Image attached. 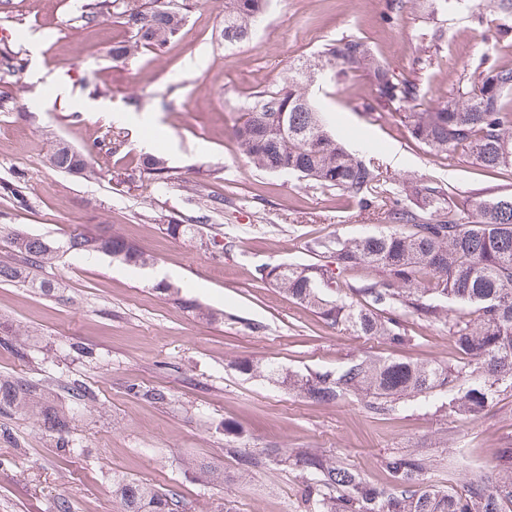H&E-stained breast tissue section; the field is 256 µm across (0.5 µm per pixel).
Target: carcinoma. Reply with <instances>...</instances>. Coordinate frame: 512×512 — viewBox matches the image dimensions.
<instances>
[{
    "label": "carcinoma",
    "mask_w": 512,
    "mask_h": 512,
    "mask_svg": "<svg viewBox=\"0 0 512 512\" xmlns=\"http://www.w3.org/2000/svg\"><path fill=\"white\" fill-rule=\"evenodd\" d=\"M269 0H224L220 37L226 46L246 40ZM117 15L130 33L112 47V60L126 62L142 48L164 52L176 40L185 14L163 0H85L87 21ZM332 77L355 71L370 75L384 96L370 110L396 112L411 138L437 156L458 157L483 170L512 173V66L491 64L473 82L459 85L445 101L426 102L416 81L379 61L360 38L342 37L318 55ZM309 65L290 69L288 81L259 96L237 120L233 136L243 158L266 172H292L317 187L355 202L380 218L374 233L317 239L309 245L314 262L266 264L258 278L280 289L331 325L356 336H378L399 345L409 339L406 318L448 325L459 357L441 365L428 361L365 356L343 369L302 374L272 363L241 360L239 372L263 377L288 393L319 403L348 397L363 410L389 415L412 404L429 405L448 395V412L476 417L497 396L512 393V195L471 199L451 194L433 180L411 193L396 192L393 180L371 160L352 153L330 134L309 93ZM123 142L106 137L97 151L112 161ZM49 163L64 172L94 174L92 157L63 145ZM168 173L166 160L146 156L132 180L150 182ZM0 241L20 254V263H0L1 282H23L50 293L55 286L35 281L39 268L59 252L104 253L125 265L147 264L143 253L112 234H75L53 243L0 224ZM43 385L0 378V410L38 416L60 441L73 417L44 404ZM224 455L249 473L262 463L292 466L302 475L306 512H512V449L495 477L457 480L448 464L444 483L431 481L442 462L414 450L384 460L388 483L366 480L332 451L263 448L257 454L226 448ZM112 492L123 512H179L178 493L136 480L118 479Z\"/></svg>",
    "instance_id": "cac0c4a2"
}]
</instances>
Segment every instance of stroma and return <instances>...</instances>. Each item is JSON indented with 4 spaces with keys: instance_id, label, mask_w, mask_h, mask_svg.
<instances>
[{
    "instance_id": "1",
    "label": "stroma",
    "mask_w": 512,
    "mask_h": 512,
    "mask_svg": "<svg viewBox=\"0 0 512 512\" xmlns=\"http://www.w3.org/2000/svg\"><path fill=\"white\" fill-rule=\"evenodd\" d=\"M83 2L0 0V98L28 112H0V183H16L25 199L0 192V224L59 242L104 229L148 263L68 253L36 272L56 284L54 294L0 282V332L26 349L20 358L0 347V375L40 382L52 407L74 415L64 446L38 418L0 413V512H55L60 498L71 512H120L117 476L177 491L184 512H303L298 470L268 464L245 474L228 448L334 449L380 486L383 459L396 449L457 461L464 482L500 462L512 448L510 395L471 419L437 404L383 416L347 398L305 400L238 371L242 359L333 371L366 353L445 364L457 349L446 326L414 317L400 346L351 335L256 281V266L309 263L311 241L371 232L376 222L311 182L250 166L233 126L299 60L347 35L415 78L426 100H445L480 59L512 64V14L498 0H409L396 17L390 0H270L262 24L228 50L219 36L224 0H186L187 21L166 53L143 49L119 63L112 46L127 40L126 29L115 17L84 24ZM15 52L25 60L19 73L5 64ZM85 79L98 85V102L123 109L137 98L132 122L118 127L85 110ZM369 95L361 72L315 98L327 127L384 175L407 184L431 178L479 199L512 195L511 175L431 154L398 117L366 111ZM113 133L124 139L113 164L139 166L150 151L167 159L168 180L67 174L47 161L57 142L90 153ZM213 194L224 207L209 213ZM202 214L208 221L195 236L165 231ZM187 298L223 319H199ZM74 380L93 394L88 405L73 404ZM156 391L165 400L153 399ZM203 464L220 469L223 482L196 483Z\"/></svg>"
}]
</instances>
